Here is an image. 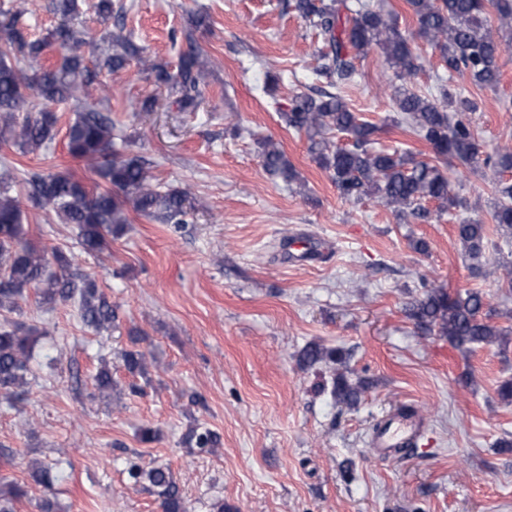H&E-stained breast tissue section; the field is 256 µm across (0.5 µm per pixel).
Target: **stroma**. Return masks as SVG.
Masks as SVG:
<instances>
[{"mask_svg":"<svg viewBox=\"0 0 512 512\" xmlns=\"http://www.w3.org/2000/svg\"><path fill=\"white\" fill-rule=\"evenodd\" d=\"M145 56L176 65L173 40L192 16L210 61L198 111L178 112L137 61L97 101L129 137L120 153L150 163L164 187L187 191L186 224L174 226L127 211L122 234L98 255L82 252L78 229L23 203L25 229L55 248L74 270L91 274L114 306L112 330L83 325L73 303L29 295L19 311L0 312L44 329L36 362L51 357L54 374L37 372L26 396L0 403V480L19 483L16 512H38L45 490L29 462L59 464L60 512H161L144 485L128 481L124 461L169 467L189 512H512V403L500 383L512 378V343L469 351L418 330L405 311L426 289L478 290L512 310L502 285L512 247L491 222L490 170L448 168L465 205L441 219L403 222L366 199L336 193L313 161L304 133L286 128L275 110L293 94H317L318 38L289 0H113ZM497 90L472 88L481 103L470 121L483 154L512 149V57L501 61ZM359 84L346 90L352 108L380 124L376 149L433 161L429 144L391 123L397 81L378 49L361 62ZM280 77L266 95L267 73ZM155 111H140L145 97ZM58 134L39 151L0 145V168L17 183L30 173L67 170L88 186L103 180L67 151L75 114L60 106ZM287 154L300 180L284 185L261 166V139ZM486 223L490 246L482 276H472L455 227ZM427 252L415 250L417 241ZM140 334L152 363L141 394L120 354ZM341 350L346 366L300 364L308 343ZM110 362L116 391L98 393L93 377ZM371 381L355 407L326 389L340 369ZM401 405L421 414L417 443L390 457L372 454L376 423ZM206 424L221 436L214 453L184 442ZM157 441L141 443V428Z\"/></svg>","mask_w":512,"mask_h":512,"instance_id":"35a3bbf8","label":"stroma"}]
</instances>
